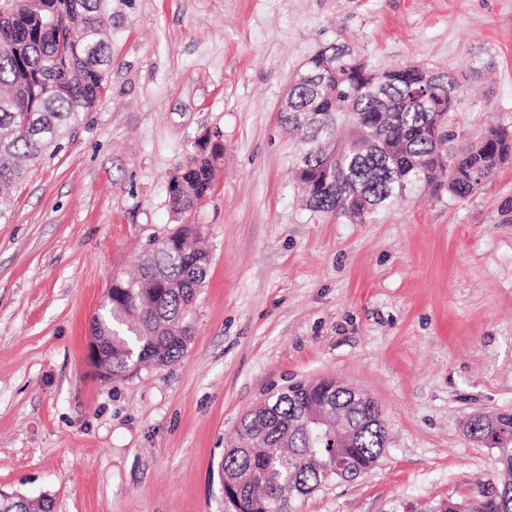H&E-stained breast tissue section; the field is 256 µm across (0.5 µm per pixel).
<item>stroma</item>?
<instances>
[{"label":"stroma","mask_w":512,"mask_h":512,"mask_svg":"<svg viewBox=\"0 0 512 512\" xmlns=\"http://www.w3.org/2000/svg\"><path fill=\"white\" fill-rule=\"evenodd\" d=\"M340 39L450 75L467 136L512 128V0H112L105 95L0 222V491L53 512H229L241 419L308 379L370 396L387 446L298 512H426L498 485L465 423L512 414V162L371 224L306 210L280 104ZM209 131L224 159L192 216L211 256L192 339L176 363L102 377L92 319L173 228L167 176Z\"/></svg>","instance_id":"obj_1"}]
</instances>
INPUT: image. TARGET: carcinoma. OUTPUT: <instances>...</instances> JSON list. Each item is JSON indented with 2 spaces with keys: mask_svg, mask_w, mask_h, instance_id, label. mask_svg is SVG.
Masks as SVG:
<instances>
[{
  "mask_svg": "<svg viewBox=\"0 0 512 512\" xmlns=\"http://www.w3.org/2000/svg\"><path fill=\"white\" fill-rule=\"evenodd\" d=\"M112 0H0V221L9 190L35 162L54 155L80 118L101 100L112 64ZM315 76L293 89L283 121L297 140L296 183L308 210L368 224L414 191L465 199L512 161V132L490 127L473 140L451 128L456 87L424 64L374 68L343 43L309 56ZM224 145L200 142L168 176L177 225L153 240L136 277L112 279L93 338L108 347L102 376L123 378L145 362L167 366L191 339L189 316L204 287L210 255L191 213L212 190ZM358 429L357 445L334 448L306 424L323 404ZM221 472L233 512H295L294 502L339 479L370 470L383 453V422L353 404L336 382H301L247 414ZM503 479L495 488L428 512H512V445L496 449ZM51 500L0 498V512H51Z\"/></svg>",
  "mask_w": 512,
  "mask_h": 512,
  "instance_id": "1",
  "label": "carcinoma"
}]
</instances>
